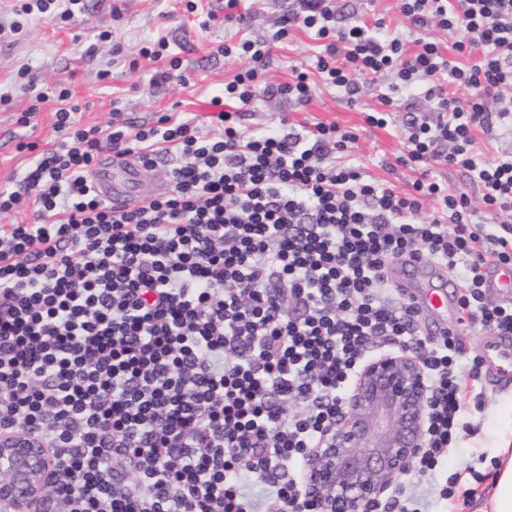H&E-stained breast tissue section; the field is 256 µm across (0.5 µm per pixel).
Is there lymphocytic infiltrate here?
Segmentation results:
<instances>
[{"label": "lymphocytic infiltrate", "instance_id": "f902f5d3", "mask_svg": "<svg viewBox=\"0 0 512 512\" xmlns=\"http://www.w3.org/2000/svg\"><path fill=\"white\" fill-rule=\"evenodd\" d=\"M401 12L416 49L383 19L345 22L336 0H290L281 24L322 40L316 69L347 102L394 74L366 121L384 128L405 110L400 162L420 170L408 191L340 162L351 131L245 125L257 94L312 97L303 71L262 83L266 42L215 45L248 66L213 97L206 138L168 114L85 129L67 88L32 96L20 124L59 101L57 143L18 142L30 162L0 189L1 215L33 211L0 225V434L45 443L65 512H257L245 472L274 512H319L299 464L378 350H416L431 377L417 478L447 460L480 374L463 359L464 334L417 336L388 269L447 266L469 323L512 335V306L486 298L488 269L512 268V225L474 222L468 195L431 177L456 167L487 210L512 212V155L485 161L475 149L476 130L512 124V0H402ZM433 26L455 34V58L424 39ZM420 86L432 117L412 110ZM110 152L166 163L170 190L133 208L101 199L91 169Z\"/></svg>", "mask_w": 512, "mask_h": 512}]
</instances>
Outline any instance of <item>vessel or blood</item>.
I'll return each instance as SVG.
<instances>
[{"instance_id": "vessel-or-blood-1", "label": "vessel or blood", "mask_w": 512, "mask_h": 512, "mask_svg": "<svg viewBox=\"0 0 512 512\" xmlns=\"http://www.w3.org/2000/svg\"><path fill=\"white\" fill-rule=\"evenodd\" d=\"M143 171L127 156H105L100 167L91 177L95 193L119 207H135L141 202L138 186ZM418 276L398 280L400 288L413 301L422 303L437 316H459L457 297L451 290L456 287L455 278L442 265L425 260L414 261ZM488 363L496 377L512 379V338L498 336L486 344Z\"/></svg>"}]
</instances>
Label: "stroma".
<instances>
[{"label": "stroma", "mask_w": 512, "mask_h": 512, "mask_svg": "<svg viewBox=\"0 0 512 512\" xmlns=\"http://www.w3.org/2000/svg\"><path fill=\"white\" fill-rule=\"evenodd\" d=\"M14 3L0 0V93L11 97L8 105H0V188L12 186L28 164L27 153L15 149L19 140L36 141L44 147L55 142V103L44 104L35 127L24 128L17 123L31 98L16 78L21 66H29V77L37 87L66 85L83 124H106L116 107L123 118L147 126L155 124L159 115L173 112L193 120L199 133L205 135L213 125L212 97L220 94L225 83L246 65L245 59L236 55L210 57L205 52L207 45L237 35L236 27L221 21L224 0H198L193 13L184 11L181 0H86L83 19L62 24L33 16L25 20L22 32L16 35L9 30L15 19ZM339 4L348 19L370 25L380 18L406 41L415 38L400 11L399 0H339ZM286 6V0H240L237 7L247 16L248 38L270 44L271 64L265 77L276 84L293 80L295 71H311L320 50L310 32L293 30L279 37ZM116 8L122 13L118 20L112 14ZM160 36L167 40L163 59L141 56V47ZM117 44L123 52L116 58L112 50ZM173 57L181 62L178 75L150 85L155 71L166 68ZM105 70L110 73L106 79L101 76ZM392 81V76H385L352 104L339 91L321 83L316 84L311 101L304 105L261 94L250 104L247 122L256 128H268L285 117L295 125L311 127L322 122L354 129L357 139L347 149L350 158L362 164L369 180L404 188L418 172L397 161L406 150L401 123L379 128L365 121L368 113L380 109L378 96ZM433 176L448 189L468 193L476 222L512 221V215L506 213L486 214L477 185L463 172L444 166ZM482 385L481 397L470 402L472 431L461 433L436 480L407 488L421 512H450L447 501L438 495L440 485L450 477L457 480V493L467 496L462 512H475L476 493L491 482L489 450L503 426L512 421V384L486 379Z\"/></svg>", "instance_id": "stroma-1"}]
</instances>
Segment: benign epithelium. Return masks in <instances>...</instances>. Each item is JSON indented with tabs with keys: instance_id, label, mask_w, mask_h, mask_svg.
I'll list each match as a JSON object with an SVG mask.
<instances>
[{
	"instance_id": "7a95c632",
	"label": "benign epithelium",
	"mask_w": 512,
	"mask_h": 512,
	"mask_svg": "<svg viewBox=\"0 0 512 512\" xmlns=\"http://www.w3.org/2000/svg\"><path fill=\"white\" fill-rule=\"evenodd\" d=\"M429 417V377L420 359L388 351L366 361L334 423L303 457L321 512H365L419 457ZM51 471L27 432L0 435V512H35Z\"/></svg>"
}]
</instances>
